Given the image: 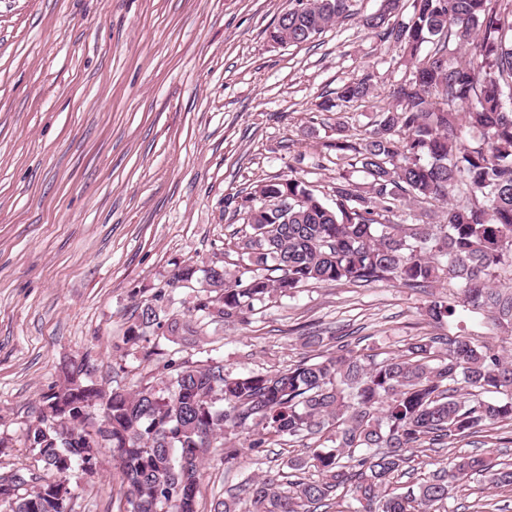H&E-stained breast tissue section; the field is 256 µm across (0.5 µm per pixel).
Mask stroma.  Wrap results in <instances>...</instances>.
<instances>
[{"instance_id":"stroma-1","label":"stroma","mask_w":512,"mask_h":512,"mask_svg":"<svg viewBox=\"0 0 512 512\" xmlns=\"http://www.w3.org/2000/svg\"><path fill=\"white\" fill-rule=\"evenodd\" d=\"M380 4L358 0V18L293 46L267 37L288 0H0V478L37 468L23 435L61 364L87 363L85 381L111 385L113 341L176 265L240 263L229 242L243 221L228 197L281 175L330 193L335 116L318 103L371 75L372 96L345 109L365 130L410 73L399 48L362 25ZM457 293L452 283L314 284L244 323L206 319L173 348L221 357L235 374L330 353L305 346L315 330L366 354L450 333L512 359V326L459 305ZM434 294L455 303L452 327L425 317ZM300 452L275 447L258 465L246 451L227 465L211 449L200 512ZM464 454L511 463L512 427L417 455L401 482ZM70 484L74 512H124L111 453L94 479L76 469ZM448 512H512V489L460 481Z\"/></svg>"}]
</instances>
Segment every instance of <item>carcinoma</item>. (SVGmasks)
Here are the masks:
<instances>
[{"instance_id":"cac0c4a2","label":"carcinoma","mask_w":512,"mask_h":512,"mask_svg":"<svg viewBox=\"0 0 512 512\" xmlns=\"http://www.w3.org/2000/svg\"><path fill=\"white\" fill-rule=\"evenodd\" d=\"M355 0H289L269 31L275 43L303 45L339 20L354 17ZM401 0L363 19L382 44L402 51L411 78L390 92L372 130L350 133L336 121L331 202L287 175L240 197L236 210L249 227L237 247L247 260L233 273L214 264L181 321L171 313L174 290L198 280L179 265L168 287L137 304V316L112 344L122 364L164 361L163 371L134 390L81 380V370L42 397L36 424L24 434L42 474L0 480V512H73L68 475L97 474L112 450L128 485L127 512H197L203 454L238 459L232 435L254 454L319 436L323 442L264 471L218 502L213 512H318L339 496L342 512H437L455 484L480 476L512 487V464L497 469L481 455H458L406 490L392 480L408 453L444 448L512 422V362L498 349L465 336L421 338L377 359L355 352L340 336L317 361L277 373L224 371V360L176 361L162 341L194 335V320H243L273 297L309 284L395 280L432 288L454 280L463 303L512 323V293L494 287L495 270L512 268V6L506 0ZM473 46L448 63L450 43ZM368 75L351 79L336 98L317 104L331 112L371 95ZM360 172L363 182L351 179ZM440 203L435 222L404 224V207ZM436 324L454 309L440 296L425 307ZM314 469L317 478L288 479ZM31 487L19 494L22 486Z\"/></svg>"}]
</instances>
